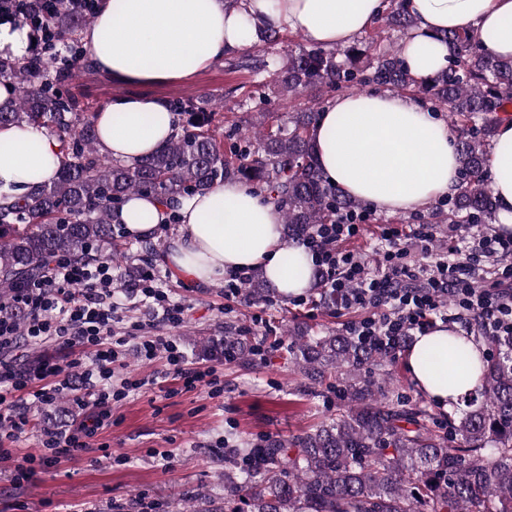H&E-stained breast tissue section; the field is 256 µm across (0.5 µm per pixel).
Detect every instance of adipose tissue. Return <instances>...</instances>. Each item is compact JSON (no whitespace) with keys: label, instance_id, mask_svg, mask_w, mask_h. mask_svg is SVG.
Listing matches in <instances>:
<instances>
[{"label":"adipose tissue","instance_id":"ef3b65f1","mask_svg":"<svg viewBox=\"0 0 512 512\" xmlns=\"http://www.w3.org/2000/svg\"><path fill=\"white\" fill-rule=\"evenodd\" d=\"M383 0H247L244 9L225 0H101L83 41L97 70L131 87L97 114L101 152L134 166L166 144L177 127L167 100L150 86L189 80L223 59L226 49L247 43L246 24L300 34L325 47L350 43L372 28ZM414 28L402 41L412 73L432 77L447 64L443 32H465L500 56H512V0H412ZM318 161L328 179L370 209L413 214L453 195L458 184L454 137L417 100L398 93H347L327 103L313 132ZM58 141L46 129L0 125V204L52 182L61 164ZM490 188L502 234L512 233V121L502 123L491 155ZM180 234L166 261L185 279L207 283L233 271L262 269L283 296L308 288L312 258L282 235L280 209L243 185L228 181L169 209L156 199L130 196L113 215L128 234L145 237L169 217ZM444 323L418 336L406 367L420 392L441 407L457 403L478 383L458 368L448 377ZM435 349L433 368L423 363Z\"/></svg>","mask_w":512,"mask_h":512}]
</instances>
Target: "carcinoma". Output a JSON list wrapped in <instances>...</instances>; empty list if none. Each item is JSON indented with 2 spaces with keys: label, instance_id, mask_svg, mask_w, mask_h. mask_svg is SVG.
I'll return each mask as SVG.
<instances>
[{
  "label": "carcinoma",
  "instance_id": "cac0c4a2",
  "mask_svg": "<svg viewBox=\"0 0 512 512\" xmlns=\"http://www.w3.org/2000/svg\"><path fill=\"white\" fill-rule=\"evenodd\" d=\"M95 0H29L24 4L36 35L28 58L0 57V84L11 97L0 103V124L46 128L64 156L56 178L0 209V303L9 304L51 262L126 263L115 248L112 214L133 194L173 207L227 180L261 193L283 213V234L299 238L314 224L350 215L372 221L370 209L331 182L319 166L312 132L324 104L369 87L408 95L448 117L456 134L459 185L438 201L425 224H495L497 204L488 161L499 123L512 119V57L487 51L472 37L445 32L448 65L428 80L415 78L385 31L415 26L411 0H387L376 32L332 49L293 43L257 26L251 50L230 64L251 74L239 112L218 132L219 112L191 99L173 102L186 116L174 138L134 167L101 153L94 113L80 109L64 89L85 50L82 31L96 14ZM63 58L50 75L56 57ZM288 103L287 117L272 111L267 82ZM269 290L260 271L244 285L249 298ZM287 352L310 377L326 374L342 412L287 442L224 449L222 512H512V336L491 338L479 385L466 408L433 431L423 406L406 408L385 370L387 353L335 330L312 334L288 329ZM238 358L253 354L244 336L224 335Z\"/></svg>",
  "mask_w": 512,
  "mask_h": 512
}]
</instances>
